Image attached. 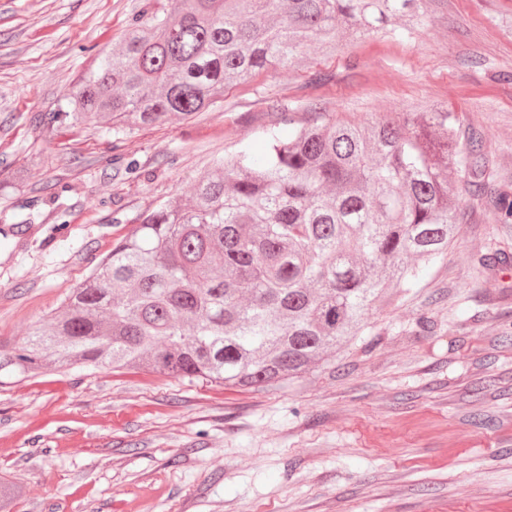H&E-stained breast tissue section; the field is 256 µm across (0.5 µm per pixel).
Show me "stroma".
Instances as JSON below:
<instances>
[{"label":"stroma","instance_id":"35a3bbf8","mask_svg":"<svg viewBox=\"0 0 512 512\" xmlns=\"http://www.w3.org/2000/svg\"><path fill=\"white\" fill-rule=\"evenodd\" d=\"M141 4L0 0V348L21 344L143 214L317 112L364 124L458 113L460 135L483 140L489 192H512V0H430L411 35L309 53L226 87L189 123L118 140L103 122L41 124ZM116 150L138 173L113 164ZM457 203L447 254L371 314L375 348L289 385L92 366L0 374V482L23 488L12 512H512V276L480 263L512 254V228L481 198ZM420 311L433 333L413 335Z\"/></svg>","mask_w":512,"mask_h":512}]
</instances>
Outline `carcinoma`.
<instances>
[{
  "label": "carcinoma",
  "mask_w": 512,
  "mask_h": 512,
  "mask_svg": "<svg viewBox=\"0 0 512 512\" xmlns=\"http://www.w3.org/2000/svg\"><path fill=\"white\" fill-rule=\"evenodd\" d=\"M427 0H144L48 123L104 120L116 138L192 119L224 87L295 67L317 44L410 34ZM453 112L331 116L257 157L242 146L188 202L145 213L0 371L110 366L264 390L356 344L369 311L401 301L460 233L455 186L485 189L481 141ZM512 224V196L488 197ZM21 495L0 483V512Z\"/></svg>",
  "instance_id": "obj_1"
}]
</instances>
